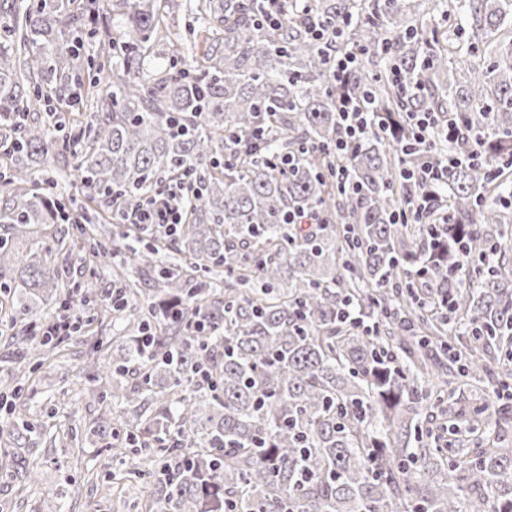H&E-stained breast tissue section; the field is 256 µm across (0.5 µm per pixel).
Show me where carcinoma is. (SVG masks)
<instances>
[{
	"label": "carcinoma",
	"instance_id": "carcinoma-1",
	"mask_svg": "<svg viewBox=\"0 0 512 512\" xmlns=\"http://www.w3.org/2000/svg\"><path fill=\"white\" fill-rule=\"evenodd\" d=\"M304 5L333 43L311 37ZM304 5L274 27L266 0L0 7V288L21 320L67 309L62 250L116 254L149 282L129 281L148 301L112 309L132 326L91 363L105 407L90 432L152 479L145 512H512V407L472 448L430 411L461 417L465 389L512 384V0ZM199 21L216 34L198 53ZM364 96L389 129L339 154L337 103ZM407 112L461 133L411 147ZM447 151L466 161L433 200L439 253L396 215L423 193L406 172ZM66 154L78 242L48 168ZM176 181L191 205L175 233L112 222ZM300 214L314 223H288ZM461 237L485 259L474 275ZM53 352L25 338L17 361ZM36 431L0 426L5 475L36 481L14 452Z\"/></svg>",
	"mask_w": 512,
	"mask_h": 512
}]
</instances>
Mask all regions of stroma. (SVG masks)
Masks as SVG:
<instances>
[{"label": "stroma", "instance_id": "stroma-1", "mask_svg": "<svg viewBox=\"0 0 512 512\" xmlns=\"http://www.w3.org/2000/svg\"><path fill=\"white\" fill-rule=\"evenodd\" d=\"M108 305V299L99 298L91 310L94 323L61 342L59 357L28 368L24 393L14 399L12 409H0V418L13 412L54 432L75 427L83 434V446L76 453L51 436L21 449L22 457L38 465L40 478L25 490L15 478L0 474V506L5 512H142L151 492L149 482L123 479L126 463L113 459L88 426L99 400L87 393V358L95 344L104 354L112 352ZM65 392L72 402L64 407L57 400Z\"/></svg>", "mask_w": 512, "mask_h": 512}]
</instances>
